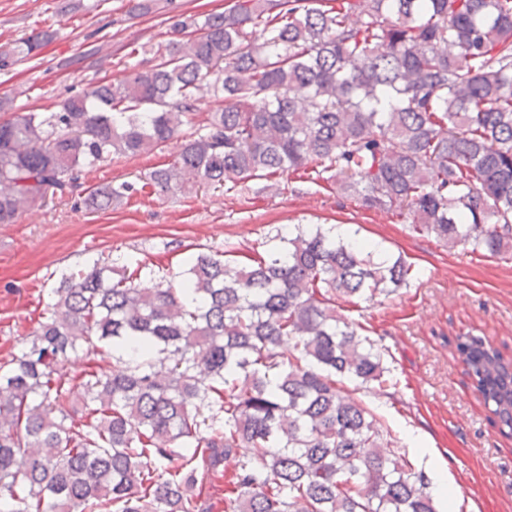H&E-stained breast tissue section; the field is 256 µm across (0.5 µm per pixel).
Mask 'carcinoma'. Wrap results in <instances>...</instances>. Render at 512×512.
I'll return each instance as SVG.
<instances>
[{"instance_id": "1", "label": "carcinoma", "mask_w": 512, "mask_h": 512, "mask_svg": "<svg viewBox=\"0 0 512 512\" xmlns=\"http://www.w3.org/2000/svg\"><path fill=\"white\" fill-rule=\"evenodd\" d=\"M52 41L1 50L0 71ZM150 53L118 84L0 120V224L188 128L148 175L158 193L310 167L451 248L512 255V0H228L173 20ZM203 87L218 107L201 119ZM139 191L108 183L79 204ZM141 270L62 275L30 346L0 362V512H437L425 473L386 458L376 419L336 387L386 383L336 298L408 285L402 256L317 229L244 266L199 252L177 286L140 288ZM102 348L122 369L58 373ZM456 348L512 434L498 349L470 334Z\"/></svg>"}]
</instances>
